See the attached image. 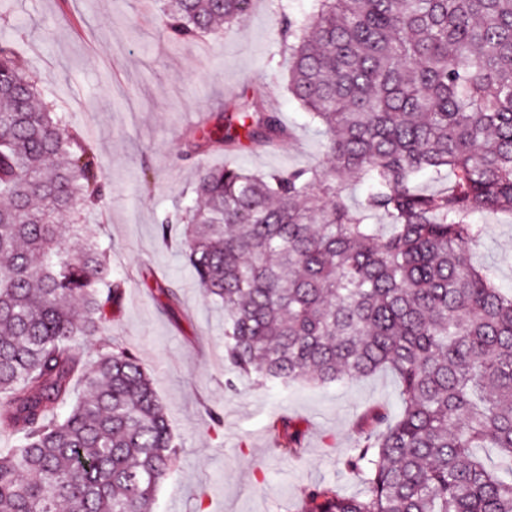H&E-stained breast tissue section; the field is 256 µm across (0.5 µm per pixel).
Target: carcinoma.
<instances>
[{
  "label": "carcinoma",
  "instance_id": "obj_1",
  "mask_svg": "<svg viewBox=\"0 0 512 512\" xmlns=\"http://www.w3.org/2000/svg\"><path fill=\"white\" fill-rule=\"evenodd\" d=\"M281 6L289 98L321 128L332 166L252 174L200 168L176 221L198 285L224 306V358L258 383L322 385L387 368L394 419L364 421L344 468L363 491L317 482L306 512H512V294L475 265L478 216L512 213V0H313ZM251 0H161L190 40ZM0 38V512H152L177 444L153 380L127 348L87 366L122 290L78 202L102 204L92 148ZM286 136L254 102L193 132L198 150ZM366 185L356 209L336 186ZM425 175L452 178L426 191ZM387 220V232L370 223ZM83 235L63 244L66 222ZM67 410L61 414V410ZM295 454L302 433L282 425Z\"/></svg>",
  "mask_w": 512,
  "mask_h": 512
}]
</instances>
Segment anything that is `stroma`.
<instances>
[{"label": "stroma", "mask_w": 512, "mask_h": 512, "mask_svg": "<svg viewBox=\"0 0 512 512\" xmlns=\"http://www.w3.org/2000/svg\"><path fill=\"white\" fill-rule=\"evenodd\" d=\"M279 28L276 0H252L226 33L177 44L156 0H0V33L35 76L39 103L54 105L91 143L106 179L105 205L85 212L84 222L124 289L108 334L152 377L178 445L153 512H285L315 482L358 494L344 454L367 414L401 409L399 380L387 369L331 385L238 376L224 360L223 308L159 241L161 220L191 198L199 167H327L320 134L282 88ZM255 96L278 112L289 138L266 150L190 152L192 127ZM472 254L512 294V214L488 218ZM155 278L176 290L171 309L146 287ZM284 418L303 433L298 453L277 447L274 427Z\"/></svg>", "instance_id": "35a3bbf8"}]
</instances>
